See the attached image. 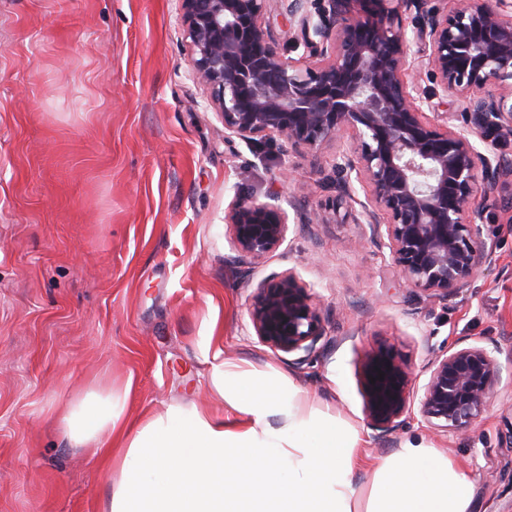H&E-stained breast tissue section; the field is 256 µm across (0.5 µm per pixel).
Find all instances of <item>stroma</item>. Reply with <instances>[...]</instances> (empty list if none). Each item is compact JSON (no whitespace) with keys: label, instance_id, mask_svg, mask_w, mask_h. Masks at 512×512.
<instances>
[{"label":"stroma","instance_id":"35a3bbf8","mask_svg":"<svg viewBox=\"0 0 512 512\" xmlns=\"http://www.w3.org/2000/svg\"><path fill=\"white\" fill-rule=\"evenodd\" d=\"M176 0H0V512H103L101 455L72 447L61 409L91 387L128 389L135 424L194 401L205 386L201 337L226 358L291 379L353 426L370 464L353 483L367 502L373 459L420 441L473 483L474 512H512V185L481 226L495 261L471 293L429 306L324 206L334 147L282 154L278 138L224 139L209 92L191 75ZM239 197L278 198L282 246L236 263L224 214ZM293 270L341 341L291 365L249 318L255 289ZM496 343L501 381L466 433L436 434L417 415L378 438L364 415L366 354L390 346L425 381L426 344Z\"/></svg>","mask_w":512,"mask_h":512}]
</instances>
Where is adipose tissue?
<instances>
[{"label": "adipose tissue", "instance_id": "adipose-tissue-1", "mask_svg": "<svg viewBox=\"0 0 512 512\" xmlns=\"http://www.w3.org/2000/svg\"><path fill=\"white\" fill-rule=\"evenodd\" d=\"M203 353L224 415L176 404L130 429L126 398L108 385L64 406L69 443L102 450L115 474L104 512H358L357 431L307 391L225 358L218 338L204 337ZM377 470L365 512L473 510L469 477L423 443L406 442Z\"/></svg>", "mask_w": 512, "mask_h": 512}]
</instances>
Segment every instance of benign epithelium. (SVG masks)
<instances>
[{
  "mask_svg": "<svg viewBox=\"0 0 512 512\" xmlns=\"http://www.w3.org/2000/svg\"><path fill=\"white\" fill-rule=\"evenodd\" d=\"M193 78L210 90L227 137L276 136L284 152L309 153L350 134L329 178L333 210L364 224V241L388 252L415 294L445 303L475 287L494 262L481 237L486 202L512 180L500 142L512 136V0H280L305 54L285 56L266 14L270 0H178ZM412 16L406 22L404 16ZM428 70L422 88L412 71ZM453 112L426 117L435 103ZM366 184L364 199L354 182ZM238 258L256 261L286 240L288 214L239 197L224 216ZM256 336L302 366L339 343L330 315L288 271L260 285ZM416 386L391 349L362 365L364 413L382 436L417 409L438 433H460L486 411L501 379L497 347L446 341Z\"/></svg>",
  "mask_w": 512,
  "mask_h": 512,
  "instance_id": "benign-epithelium-1",
  "label": "benign epithelium"
}]
</instances>
